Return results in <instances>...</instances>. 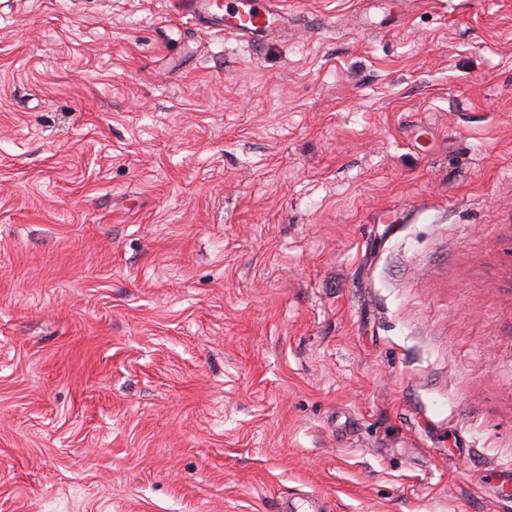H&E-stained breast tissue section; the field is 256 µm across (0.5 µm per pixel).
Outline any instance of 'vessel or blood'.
<instances>
[{
    "label": "vessel or blood",
    "instance_id": "obj_1",
    "mask_svg": "<svg viewBox=\"0 0 512 512\" xmlns=\"http://www.w3.org/2000/svg\"><path fill=\"white\" fill-rule=\"evenodd\" d=\"M198 18L222 23L239 38L274 36L281 29L278 0H194Z\"/></svg>",
    "mask_w": 512,
    "mask_h": 512
}]
</instances>
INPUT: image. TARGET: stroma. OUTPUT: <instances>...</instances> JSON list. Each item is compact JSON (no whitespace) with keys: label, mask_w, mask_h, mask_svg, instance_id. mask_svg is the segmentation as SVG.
I'll return each instance as SVG.
<instances>
[{"label":"stroma","mask_w":512,"mask_h":512,"mask_svg":"<svg viewBox=\"0 0 512 512\" xmlns=\"http://www.w3.org/2000/svg\"><path fill=\"white\" fill-rule=\"evenodd\" d=\"M0 0V512H512V0ZM193 12L200 19L222 23L235 37H272L281 30L280 4L276 0H194Z\"/></svg>","instance_id":"35a3bbf8"}]
</instances>
